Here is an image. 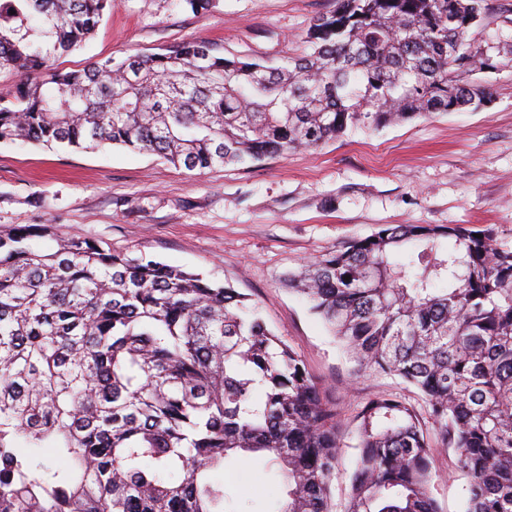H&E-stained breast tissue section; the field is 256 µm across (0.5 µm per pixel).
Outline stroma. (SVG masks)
Returning <instances> with one entry per match:
<instances>
[{
    "label": "stroma",
    "mask_w": 512,
    "mask_h": 512,
    "mask_svg": "<svg viewBox=\"0 0 512 512\" xmlns=\"http://www.w3.org/2000/svg\"><path fill=\"white\" fill-rule=\"evenodd\" d=\"M334 0H112L94 38L57 60L70 71L110 57L154 53L186 41L227 57L279 64L308 51L313 19ZM472 41L512 44V0H488ZM478 109L430 114L380 130L358 129L313 150L255 163L189 171L120 147L48 151L0 145V234L47 225L57 238H92L230 286L303 359L341 418V456L331 484L342 512L357 455L354 417L373 395L403 389L393 377L354 374L322 320L288 291L286 272L355 238L398 224L492 229L512 245V67L487 74ZM432 492L443 512H465L468 482L453 449L434 456Z\"/></svg>",
    "instance_id": "obj_1"
}]
</instances>
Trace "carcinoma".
<instances>
[{
  "mask_svg": "<svg viewBox=\"0 0 512 512\" xmlns=\"http://www.w3.org/2000/svg\"><path fill=\"white\" fill-rule=\"evenodd\" d=\"M112 0H0V144L123 146L189 171L317 148L478 107L501 48L486 0H336L310 51L276 66L204 41L70 72ZM0 235V512H225L250 453L281 477L276 512H333L338 413L258 308L204 276L86 237ZM354 373L416 388L368 400L344 512H442L438 448L466 512H512V245L458 224L388 226L286 277ZM52 448L59 463L36 459ZM433 467L435 479L432 492L443 512H465L469 496L467 479L456 468V454L452 448L435 452Z\"/></svg>",
  "mask_w": 512,
  "mask_h": 512,
  "instance_id": "carcinoma-1",
  "label": "carcinoma"
}]
</instances>
